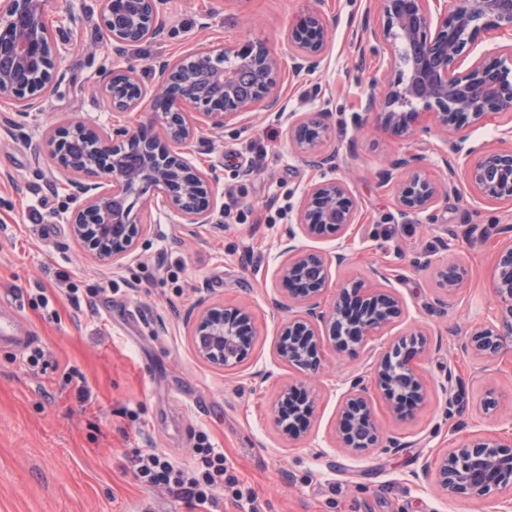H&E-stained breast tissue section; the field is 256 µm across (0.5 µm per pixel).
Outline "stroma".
I'll return each instance as SVG.
<instances>
[{
	"instance_id": "obj_1",
	"label": "stroma",
	"mask_w": 512,
	"mask_h": 512,
	"mask_svg": "<svg viewBox=\"0 0 512 512\" xmlns=\"http://www.w3.org/2000/svg\"><path fill=\"white\" fill-rule=\"evenodd\" d=\"M309 9L323 13L331 46L318 70L286 76L283 95L288 111L326 110L335 167H312L293 152L286 124L264 113L232 120L221 137L201 133L193 156L219 173L218 195L238 199L223 223L190 230L152 207L132 258L119 266L92 259L69 233L74 205L50 133L84 124L111 131L100 79L113 66L134 68L149 86L156 61L228 52L241 40L285 56L289 26ZM374 9L375 0H165L162 34L117 59L99 0H52L62 78L21 131H0V304H17L31 338L22 349L0 345V512H204L146 486L131 464L139 452L191 461L203 436L252 489L257 512H482L468 495L438 494L434 474L422 468L471 435L512 436V347L492 361L464 348L472 329L494 316L491 283L499 250L512 242L500 231L512 225V205L482 203L460 178L434 224L399 215L379 171L411 152L439 177L446 146L436 131L406 141L384 130L378 113H361L371 72L355 68L353 31ZM324 178L345 181L359 216L344 235L306 242L346 256L332 266L322 304L333 303L337 286L361 279L394 291L402 314L353 354L336 351L321 327L327 370L306 384L272 354L280 325L300 310H272L268 299L284 291V230L306 186ZM448 229L456 238L440 245ZM427 253L433 264L415 265ZM447 267L461 274L451 290L440 277ZM202 296L253 311L252 349L236 368L196 353L187 316ZM409 336L425 341L416 363L425 402L397 413L372 395L382 437L399 446L348 451L338 437L337 383L367 375L380 352ZM286 383L305 384L317 400L314 424L289 438L276 407ZM491 395L497 405L488 410Z\"/></svg>"
}]
</instances>
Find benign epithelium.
<instances>
[{"mask_svg":"<svg viewBox=\"0 0 512 512\" xmlns=\"http://www.w3.org/2000/svg\"><path fill=\"white\" fill-rule=\"evenodd\" d=\"M49 0H0V102L8 101L19 118L42 109L45 98L61 79L52 53L53 29L46 16ZM161 0H100L103 25L112 54L162 32ZM378 18L365 21L359 36V61L371 46L378 66L363 99V111L381 112L385 127L412 139L429 119L445 135L448 152L441 161L454 176L463 165L472 191L490 204H512V150L490 152L469 142L459 118L488 120L512 109V70L505 59L481 55L467 62L475 36L486 30L512 40V0H378ZM291 71L299 74L320 67L331 43V30L317 11L305 13L288 28ZM233 65L208 62L209 55L192 54L204 63L194 79L182 76L186 58L162 60L154 66L157 83L148 90L132 68H114L102 78V90L112 111V135L102 136L93 126L59 128L49 137L53 152L67 178V190L77 203L69 218L71 237L102 264H119L134 251L144 227L133 209L148 194L188 225L212 224L217 209L215 186L220 177L213 168L202 171L192 164L199 134L216 136L229 121L242 114L264 111L288 122L294 153L312 166L332 163L323 149L330 127L316 112L308 119L286 112L282 94L283 61L275 52L250 41L231 51ZM149 101L155 121L164 125L167 140L146 136L143 129L125 125V115ZM95 142L87 153L74 135ZM420 158L404 153L391 159L380 172L382 184H393L399 213L432 211L448 193L442 182L430 178ZM358 205L346 185L326 179L304 192L296 223L288 225L290 246L278 272L288 284V300L303 313L288 320L275 344L276 358L306 375L322 365V339L317 323L329 325L336 348L362 346L401 314L397 298L381 288H367L360 281L340 289L326 309L320 299L327 289L336 256L300 248L299 236L320 237L327 231L346 230L356 223ZM494 319L470 334L469 348L492 360L512 343V244L498 253L493 274ZM252 311L246 306L217 308L198 299L188 316L198 357L210 364L233 367L248 355ZM401 340L376 359L371 377L350 382L342 393L338 433L346 448L363 450L379 446L372 418L371 393L398 403L407 399L420 405L423 386ZM301 404L292 415L278 416L285 436L309 427L315 401L302 391ZM439 491L469 497L512 512V499L501 497L512 487V440L475 437L444 453L437 461Z\"/></svg>","mask_w":512,"mask_h":512,"instance_id":"1","label":"benign epithelium"}]
</instances>
